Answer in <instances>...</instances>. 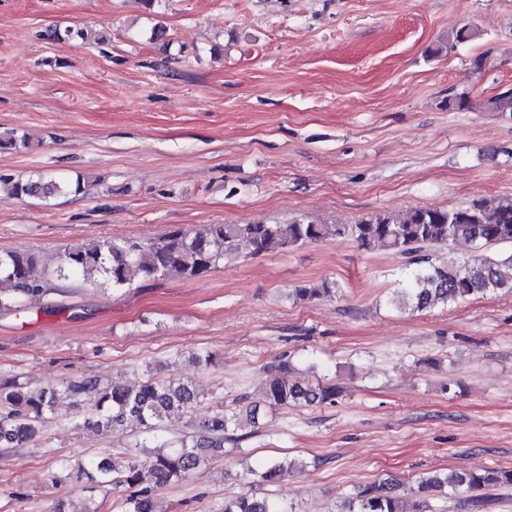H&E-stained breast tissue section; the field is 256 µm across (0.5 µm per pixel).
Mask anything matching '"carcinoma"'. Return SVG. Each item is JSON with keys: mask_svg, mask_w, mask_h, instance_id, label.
Listing matches in <instances>:
<instances>
[{"mask_svg": "<svg viewBox=\"0 0 512 512\" xmlns=\"http://www.w3.org/2000/svg\"><path fill=\"white\" fill-rule=\"evenodd\" d=\"M51 36L97 41L90 28L67 29L65 35ZM4 198H51L84 192L81 177L62 180L48 174L19 179L0 173ZM325 240H349L365 250L383 249L413 255L414 268L407 274L392 302L401 310L423 312L450 302H458L497 290L512 292V197L497 201L477 199L458 208H416L403 214L382 212L353 224H317L293 218L282 224H210L197 232L173 227L147 239L115 241L93 237L61 258L48 271L40 256L31 249L0 253V312H24L26 297L47 298L60 292L61 282L77 275L91 287L122 290L134 281L165 279L195 280L219 266L239 258L246 247L255 257L287 252ZM460 240L484 250L476 258L442 264L429 254L437 246H450ZM335 293L334 284L303 285L288 297L306 301ZM293 368L281 361L268 368V378L259 400L248 403L245 411L217 412L194 425L195 434L159 447L141 457L130 449L124 457H99L73 470L59 460L48 473V481L58 485L82 477L88 489L120 493L121 512H157L159 490L189 476L205 463L210 454L224 448V441L243 438L241 432L258 424L260 406H332L340 395L334 383L303 384L291 379ZM90 405L95 421H83L87 428L109 430L134 421L144 432L157 431L166 421L181 420L199 400V392L189 382L149 378L138 385L102 384L97 379L71 380L54 386L31 389L15 377L0 378V446L20 448L37 440L49 414L61 395ZM302 464L292 460L272 461L259 473V482L275 486L296 474ZM512 486V469H441L418 481L417 491L430 498H448L458 490H494ZM222 512H286L268 496L241 495L224 500ZM343 512H405L400 493L393 485L371 483L358 487L343 505Z\"/></svg>", "mask_w": 512, "mask_h": 512, "instance_id": "carcinoma-1", "label": "carcinoma"}]
</instances>
